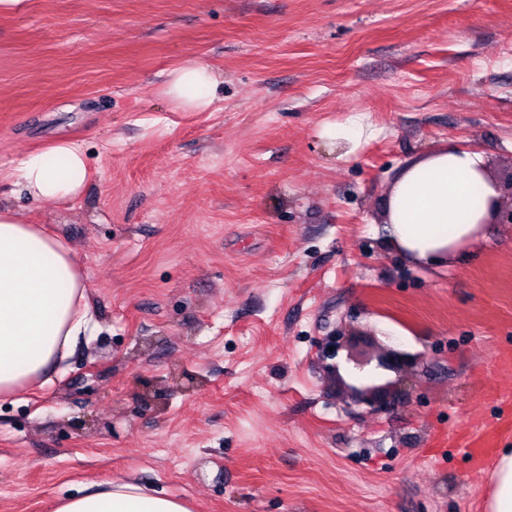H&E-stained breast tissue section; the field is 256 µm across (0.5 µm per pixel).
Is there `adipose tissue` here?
Wrapping results in <instances>:
<instances>
[{
    "label": "adipose tissue",
    "mask_w": 512,
    "mask_h": 512,
    "mask_svg": "<svg viewBox=\"0 0 512 512\" xmlns=\"http://www.w3.org/2000/svg\"><path fill=\"white\" fill-rule=\"evenodd\" d=\"M218 84L204 66L174 70L166 93L189 111L207 109ZM87 176L71 141L28 155L15 171L37 201L78 195ZM501 190L483 152L449 144L407 164L385 200L387 243L412 262L448 265L463 248L488 238ZM84 276L72 248L0 202V399L53 383L75 342L97 328ZM487 512H512V452L498 456L486 493ZM54 512H192L185 500L110 482L67 497Z\"/></svg>",
    "instance_id": "adipose-tissue-1"
}]
</instances>
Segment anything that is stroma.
Wrapping results in <instances>:
<instances>
[{"instance_id":"obj_1","label":"stroma","mask_w":512,"mask_h":512,"mask_svg":"<svg viewBox=\"0 0 512 512\" xmlns=\"http://www.w3.org/2000/svg\"><path fill=\"white\" fill-rule=\"evenodd\" d=\"M186 65L220 76L208 110L165 94ZM61 138L78 196L0 198L73 248L100 327L0 400V512L117 479L194 512H486L490 467L437 442L512 392V224L423 268L383 222L441 145L512 178V0H27L0 10V169ZM331 335L410 353L405 396L348 413Z\"/></svg>"}]
</instances>
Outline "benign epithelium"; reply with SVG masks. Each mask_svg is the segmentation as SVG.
<instances>
[{
    "label": "benign epithelium",
    "mask_w": 512,
    "mask_h": 512,
    "mask_svg": "<svg viewBox=\"0 0 512 512\" xmlns=\"http://www.w3.org/2000/svg\"><path fill=\"white\" fill-rule=\"evenodd\" d=\"M331 346H336V341L333 338L326 341L323 347V357L333 360V363L329 364V368L341 380L351 399L365 406L369 413H379L386 410L392 402L394 383L390 381L380 382L379 370L400 369L406 362V354L385 348L371 355L356 356L349 354L346 361L353 364L354 368L362 371L372 365L374 370L368 375L351 373L349 374V380L346 381L340 373L339 364L334 362L338 350H329Z\"/></svg>",
    "instance_id": "7a95c632"
}]
</instances>
